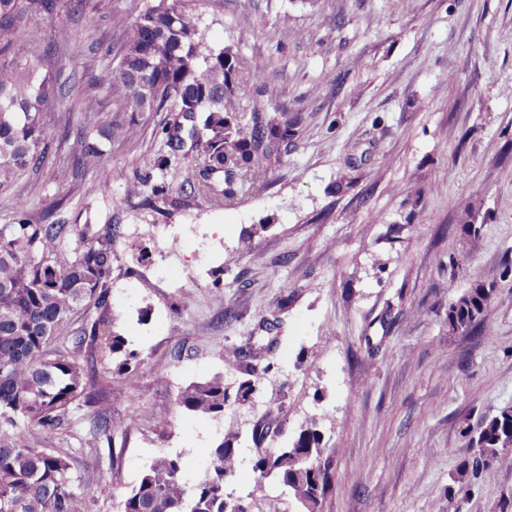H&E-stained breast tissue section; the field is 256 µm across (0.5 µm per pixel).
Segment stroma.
Returning <instances> with one entry per match:
<instances>
[{
	"label": "stroma",
	"mask_w": 512,
	"mask_h": 512,
	"mask_svg": "<svg viewBox=\"0 0 512 512\" xmlns=\"http://www.w3.org/2000/svg\"><path fill=\"white\" fill-rule=\"evenodd\" d=\"M144 3L59 0L44 20L71 32L60 81L91 86L95 111L113 109L115 23ZM194 7L207 44L268 63L240 113L299 112L302 132L266 185L217 209L185 187L186 169L154 166L168 150L160 112L145 113L138 142L72 172L62 132L86 115L61 103L44 168L0 192V225L23 205L37 221L50 206L61 224L118 226L111 312L146 366L135 385L112 381L111 449L88 446L83 407L63 430L29 429L31 441L70 454L89 512H117L159 457L200 476L229 431L239 468L226 492L251 512H301L253 464L312 425L336 451L321 512H512V466L480 470L465 491L455 481L481 423L512 407V0ZM105 169L108 192L88 195ZM139 179L171 185L168 201L128 196ZM162 251L186 271L165 278ZM477 278L495 290L488 335L449 333V304ZM237 352L241 370L226 368ZM218 373L233 388L254 375L248 403L217 420L178 408L183 387ZM105 478L113 495L97 491Z\"/></svg>",
	"instance_id": "35a3bbf8"
}]
</instances>
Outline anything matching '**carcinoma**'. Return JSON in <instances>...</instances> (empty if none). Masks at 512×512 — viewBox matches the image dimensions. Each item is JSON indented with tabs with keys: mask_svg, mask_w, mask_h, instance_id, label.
Segmentation results:
<instances>
[{
	"mask_svg": "<svg viewBox=\"0 0 512 512\" xmlns=\"http://www.w3.org/2000/svg\"><path fill=\"white\" fill-rule=\"evenodd\" d=\"M57 0H0V191L27 172H38L48 150V115L60 101V88L45 62L58 42L70 39L63 27L46 31L33 20L51 15ZM201 17L191 0H149L130 23L120 25L112 72L115 112H94L86 97L77 104L89 114L98 135L108 143L134 142L145 112H166L160 133L171 156L154 165L167 169L170 157L191 170V192L210 206L235 203L240 184L263 185L282 162V147L300 135L301 113L270 114L255 110L242 119L237 100L246 88H261L268 63L246 60L231 47L215 49L200 34ZM153 28L144 37V25ZM190 123L189 153L181 136ZM73 164L86 167L103 150L80 130L67 136ZM134 182L130 193L150 205L168 197L169 187L156 185L144 194ZM34 222L21 208L12 224L0 226V512H87V501L75 490L71 458L27 441L18 423L55 432L73 408L84 407L93 421L90 445L112 447L109 393L78 356L106 350L117 359L111 376L133 385L145 358L114 331L109 297L117 256L112 225L95 232L90 225ZM75 235L68 252L63 242ZM495 289L476 279L448 307V328L469 333L481 321ZM92 306L97 316L84 328L70 327L74 312ZM63 338L71 354H56L50 344ZM231 397L224 377L191 383L180 391L178 407L198 418H220ZM512 440V408L487 420L477 437V456L460 472V488L480 471L481 461L500 465L512 460L503 451ZM332 454L320 447L317 429L300 433L292 446L272 451L254 465L260 477L271 475L287 487L304 512H320L329 480ZM238 468L236 451L221 441L208 454L199 479L183 473L180 457L152 462L139 481L121 494L124 512H250L242 497L229 499L225 482Z\"/></svg>",
	"mask_w": 512,
	"mask_h": 512,
	"instance_id": "cac0c4a2",
	"label": "carcinoma"
}]
</instances>
